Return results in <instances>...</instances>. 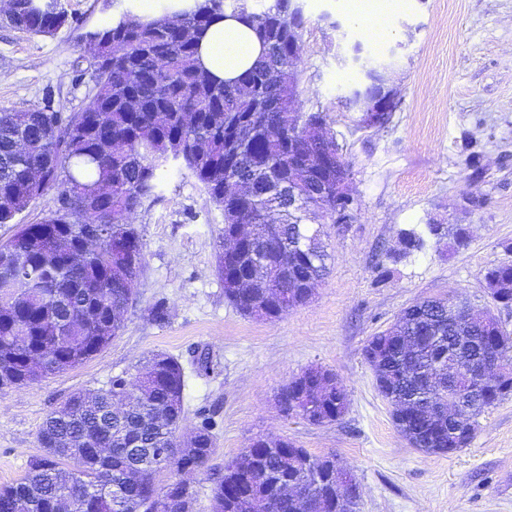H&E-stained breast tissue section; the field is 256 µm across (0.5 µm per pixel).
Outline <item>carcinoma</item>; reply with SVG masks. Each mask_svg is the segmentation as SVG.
<instances>
[{
    "label": "carcinoma",
    "mask_w": 512,
    "mask_h": 512,
    "mask_svg": "<svg viewBox=\"0 0 512 512\" xmlns=\"http://www.w3.org/2000/svg\"><path fill=\"white\" fill-rule=\"evenodd\" d=\"M134 8L115 23L74 28L75 43L97 37L102 53L84 108L0 110V224L15 227L0 241V383L9 387L79 366L121 331L144 268L141 232L124 218L155 203L171 165L185 168L224 214L216 270L224 297L246 317L273 321L306 303L327 258L309 215L346 221L354 211L355 201L336 198V180L352 167L336 164L326 114L288 100L285 88L302 76V3L251 11L235 0L231 11L263 51L231 83L200 59L225 0L169 3L150 19ZM68 24L60 0H17L9 22L34 36ZM50 187L69 206L35 224L17 221ZM484 278L496 281V302L512 303L511 266L493 265ZM452 306L450 298L417 301L364 347L379 393L395 401L397 430L430 454L448 453V423L432 420L431 407L444 401L461 415L446 383L470 365V341L485 352L502 347V367H512V334L493 312L468 319ZM483 377L487 398L467 421L512 395V377L494 364ZM184 386L182 365L161 353L132 381L117 376L73 393L38 432L44 456L21 481L0 487V512H194L185 476L217 443L203 423L191 431V447H180ZM279 402L323 425L342 417L346 394L335 373L315 367L285 385ZM155 448L170 455L159 461ZM164 468L176 475L165 491L154 480ZM335 471L332 456L255 437L225 463L212 512H358V486L342 489Z\"/></svg>",
    "instance_id": "obj_1"
}]
</instances>
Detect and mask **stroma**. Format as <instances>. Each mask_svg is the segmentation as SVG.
Here are the masks:
<instances>
[{
  "instance_id": "1",
  "label": "stroma",
  "mask_w": 512,
  "mask_h": 512,
  "mask_svg": "<svg viewBox=\"0 0 512 512\" xmlns=\"http://www.w3.org/2000/svg\"><path fill=\"white\" fill-rule=\"evenodd\" d=\"M61 4L70 25L52 37L0 23V109L86 105L94 75L72 29L110 22L127 0ZM303 4L298 100L326 112L358 202L350 223L313 222L328 259L311 300L274 321L241 315L215 270L223 215L187 172L169 169L159 200L129 218L143 235L145 272L119 336L75 369L0 389V486L43 455L39 429L72 393L134 375L163 353L184 368V429L215 422L217 449L189 478L195 512H210L225 462L258 436L334 455L359 486V512H512V396L479 416L467 448L427 454L396 429L363 357L371 336L426 298L490 307L512 331V307L493 303L483 277L512 263V0H399L379 37L342 0ZM358 46L387 65L399 100L387 124L364 130L346 104L362 78ZM428 224L463 225L465 244L431 237L398 256L403 233ZM160 304L165 316L153 319ZM311 366L343 384L347 409L336 422L315 426L279 408V390Z\"/></svg>"
}]
</instances>
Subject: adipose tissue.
<instances>
[{
  "instance_id": "ef3b65f1",
  "label": "adipose tissue",
  "mask_w": 512,
  "mask_h": 512,
  "mask_svg": "<svg viewBox=\"0 0 512 512\" xmlns=\"http://www.w3.org/2000/svg\"><path fill=\"white\" fill-rule=\"evenodd\" d=\"M260 42L253 31L234 17L217 20L202 42L204 63L218 77L238 78L259 57Z\"/></svg>"
}]
</instances>
